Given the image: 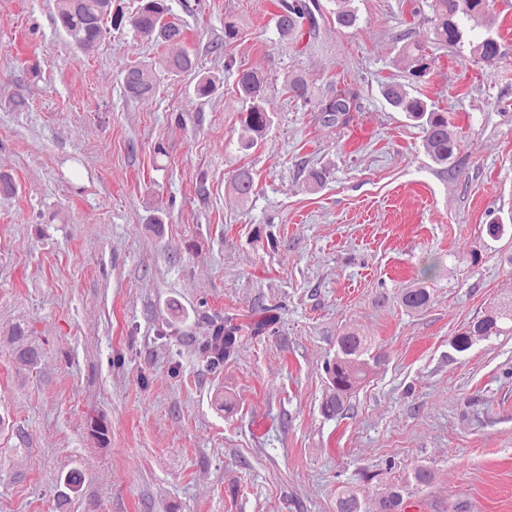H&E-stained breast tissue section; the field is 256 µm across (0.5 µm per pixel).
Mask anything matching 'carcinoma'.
<instances>
[{
	"mask_svg": "<svg viewBox=\"0 0 512 512\" xmlns=\"http://www.w3.org/2000/svg\"><path fill=\"white\" fill-rule=\"evenodd\" d=\"M57 21L60 29L84 52L91 53L98 47L107 26L122 31L126 28L151 39L158 44L175 43L184 40L181 25L169 20L171 7L168 0H140L138 10L127 16L120 9L113 8L114 0H55ZM355 0H334L336 24L351 28L357 24L358 14ZM495 0H417L412 14L417 15L426 7L430 11L429 22L434 43L448 48H463L487 67L499 64L500 34L495 30L493 14ZM277 14L278 33L297 41L305 35V21L310 17L307 0H280ZM400 43V53L407 61L408 75L403 82H390L381 86V95L395 110L405 114L413 124L422 128L425 134V149L429 159L445 167L452 162L459 148V140L448 127V113L441 111L434 101L416 91L430 71L426 49L419 43H408L405 35H395ZM159 65L171 73L189 71L193 61L189 54L181 53L165 58ZM224 69L237 75V87L245 104L240 121L247 136L238 141V151L247 153L255 148L267 135L273 125V108L265 90L266 81L262 74L237 65L235 57L224 60ZM220 79L213 75H201L195 84L200 97L210 96ZM288 92L304 104L312 102V93L305 78L297 74L287 77ZM124 87L134 98H145L156 92L157 85L153 69L130 66L124 69ZM353 98L350 91L338 89L317 102V112L327 125L344 123L349 118L345 101ZM253 177L249 170L242 168L232 180V191L240 202H246L253 191ZM401 302L409 310L424 309L430 303L427 289L417 286L407 288ZM267 326V320L260 318L245 324H217L213 334L202 345V352L214 368L224 364L239 346L242 337L256 336ZM512 333V297L489 303L487 308L473 317L450 340L451 348L458 353L467 352L478 339ZM12 354L18 369L33 371L39 365L41 348L19 324L9 333ZM381 363V357L373 354L372 339L360 332L349 329L336 339V354L326 363L328 392L322 403V412L328 417L344 415L352 395L369 377L373 368ZM83 473L79 469L69 470L61 482L64 490L59 492V501L70 500L69 493H76L83 484ZM405 487L392 484L378 493L373 506L365 508L357 495L350 489L342 491L336 499V512H389L394 508L408 505L404 497Z\"/></svg>",
	"mask_w": 512,
	"mask_h": 512,
	"instance_id": "1",
	"label": "carcinoma"
}]
</instances>
